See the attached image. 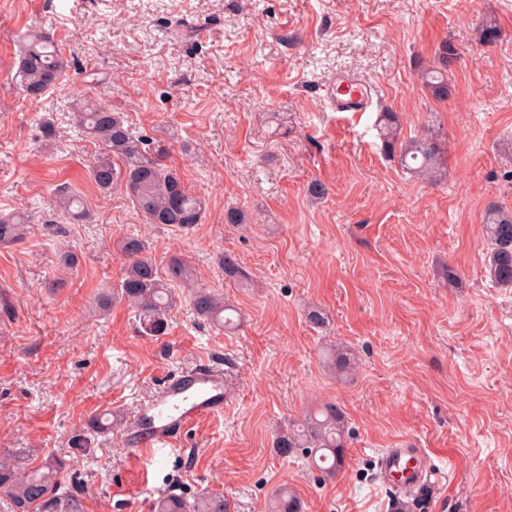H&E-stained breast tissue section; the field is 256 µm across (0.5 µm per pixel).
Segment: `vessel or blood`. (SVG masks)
<instances>
[{
    "label": "vessel or blood",
    "instance_id": "b4317fda",
    "mask_svg": "<svg viewBox=\"0 0 512 512\" xmlns=\"http://www.w3.org/2000/svg\"><path fill=\"white\" fill-rule=\"evenodd\" d=\"M371 84L349 74L339 75L329 92L336 111L363 112L369 107ZM230 400L224 374L202 364L169 376L158 395L144 404L124 437L142 466H152L157 455L171 445L174 436L198 420L223 413ZM379 476L398 498L435 483L442 473L421 448H386L377 458Z\"/></svg>",
    "mask_w": 512,
    "mask_h": 512
}]
</instances>
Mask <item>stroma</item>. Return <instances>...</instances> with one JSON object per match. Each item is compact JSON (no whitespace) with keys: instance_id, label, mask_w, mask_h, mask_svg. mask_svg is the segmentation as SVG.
I'll use <instances>...</instances> for the list:
<instances>
[{"instance_id":"35a3bbf8","label":"stroma","mask_w":512,"mask_h":512,"mask_svg":"<svg viewBox=\"0 0 512 512\" xmlns=\"http://www.w3.org/2000/svg\"><path fill=\"white\" fill-rule=\"evenodd\" d=\"M489 20L501 37L485 46ZM32 28L100 82L27 97L15 73ZM445 42L458 59L440 100L420 74ZM341 73L375 86L367 111L333 110L326 88ZM82 94L166 140L168 165L205 203L201 223L149 224L123 189L99 191L96 148L74 128ZM384 110L403 137L439 130L441 184L384 154ZM63 186L86 220L57 209ZM493 201L512 207V0H0V214L30 216L21 240L0 244V458H64L84 512H153L176 483L223 494L231 512H267L284 485L302 512H394L374 458L411 445L448 473L421 512H512V289L487 276ZM232 206L248 224L225 223ZM133 234L158 270L178 255L196 271L160 337L138 332L125 301L95 304L122 281L117 242ZM227 253L251 287L225 280ZM194 291L224 297L240 327L198 317ZM342 346L355 369L339 378L328 353ZM203 363L223 368L232 401L142 468L126 426L168 375ZM328 402L349 431L331 478L273 448ZM108 412L122 425L97 432Z\"/></svg>"}]
</instances>
